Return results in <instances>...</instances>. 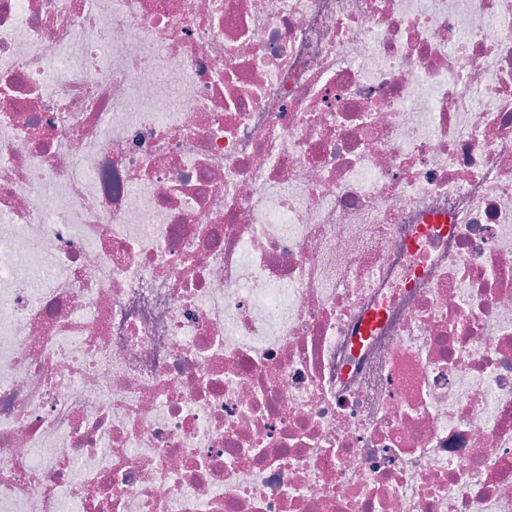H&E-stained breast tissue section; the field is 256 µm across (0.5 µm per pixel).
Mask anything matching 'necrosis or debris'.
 Instances as JSON below:
<instances>
[{
	"mask_svg": "<svg viewBox=\"0 0 512 512\" xmlns=\"http://www.w3.org/2000/svg\"><path fill=\"white\" fill-rule=\"evenodd\" d=\"M512 512V0H0V512Z\"/></svg>",
	"mask_w": 512,
	"mask_h": 512,
	"instance_id": "1",
	"label": "necrosis or debris"
}]
</instances>
